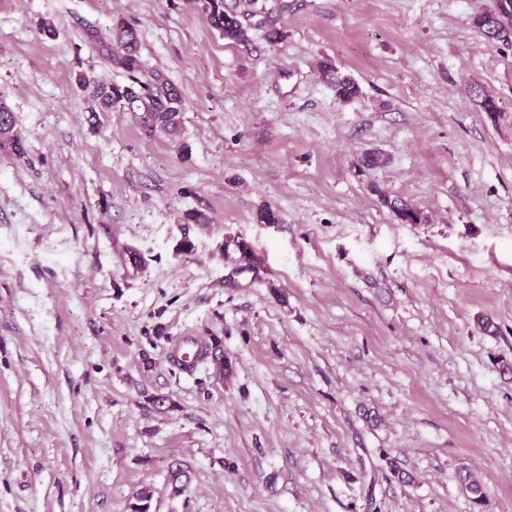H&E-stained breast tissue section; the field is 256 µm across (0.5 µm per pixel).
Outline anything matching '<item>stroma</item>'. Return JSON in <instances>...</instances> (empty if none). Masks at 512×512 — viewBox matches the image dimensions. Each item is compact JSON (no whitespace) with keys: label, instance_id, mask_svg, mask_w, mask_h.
<instances>
[{"label":"stroma","instance_id":"1","mask_svg":"<svg viewBox=\"0 0 512 512\" xmlns=\"http://www.w3.org/2000/svg\"><path fill=\"white\" fill-rule=\"evenodd\" d=\"M287 2L245 45L194 0H0V512H512V49L472 25L497 0ZM120 19L180 143L88 110ZM202 347L230 374L173 356ZM319 70L325 79L335 90L336 97L343 102L356 98L360 93L359 85L347 76H340L336 67L330 61H322ZM15 126L13 112L5 103L0 102V148L7 145L20 157L25 153V149L22 137L17 134ZM381 201L388 206L399 219L406 224H422L426 222V216L418 209L411 207L405 201L394 198L391 199L387 194H381Z\"/></svg>","mask_w":512,"mask_h":512}]
</instances>
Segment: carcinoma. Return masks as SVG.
<instances>
[{
  "instance_id": "1",
  "label": "carcinoma",
  "mask_w": 512,
  "mask_h": 512,
  "mask_svg": "<svg viewBox=\"0 0 512 512\" xmlns=\"http://www.w3.org/2000/svg\"><path fill=\"white\" fill-rule=\"evenodd\" d=\"M206 14L212 28L219 31L224 38L236 43L249 42L250 30L257 26L267 27L270 41L284 39L282 30L271 26L267 20L251 22V18L260 14L255 8L257 0H235L229 6L226 0H193ZM473 25L489 46L512 48V26H507L502 19L487 13L475 15ZM140 39L137 28L124 20L112 26V48L109 59L112 64L126 75L123 83L94 82L87 76L78 79L83 89L92 88L90 94L93 101L89 111L110 112L119 100H128V111L140 113L142 128L145 134L152 136L157 132L172 139H177L183 132L181 114L184 100L181 91L172 84L161 71L147 70L141 60ZM319 70L335 90L336 97L342 102H349L360 93L359 85L347 76H340L330 61H323ZM472 97L479 100L480 107L489 113L499 111L494 97L477 85L470 88ZM16 122L9 107L0 102V148L7 146L17 156L25 153L22 137L15 130ZM381 201L388 206L399 219L406 224H422L427 217L418 209L398 198H390L380 193ZM463 487L470 494L471 501L481 506L485 502L483 487L471 475L460 476Z\"/></svg>"
}]
</instances>
